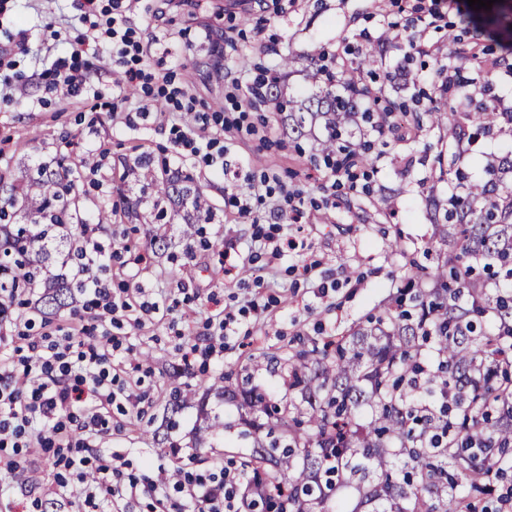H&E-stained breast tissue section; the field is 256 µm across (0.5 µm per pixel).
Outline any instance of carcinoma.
I'll return each instance as SVG.
<instances>
[{
  "label": "carcinoma",
  "instance_id": "1",
  "mask_svg": "<svg viewBox=\"0 0 512 512\" xmlns=\"http://www.w3.org/2000/svg\"><path fill=\"white\" fill-rule=\"evenodd\" d=\"M371 47L340 76L318 89L285 96L281 76L259 79L262 97L276 103L288 130L302 134L306 124L323 122L317 140L324 159L342 154L350 163L371 164L369 148L341 139L356 122L361 100L371 95L357 74L377 63ZM451 131L448 153L438 152L439 166L461 160L453 144L495 132L512 136V112H444L432 105L417 122ZM483 182L462 181L460 194L434 222L435 236L448 246L427 271L409 262L396 305L385 306L350 336L311 340L279 358L299 389L300 399L270 409L253 390L239 392L243 407L266 421L249 420L264 438L242 461L256 475L249 484L248 512L261 504L277 512H332L330 491L354 487L373 512H476L467 498L452 494L465 482L482 493L491 469L477 462L483 448H512V154L487 167ZM161 200L174 196L202 206L200 187L151 174ZM9 208L0 207V252L15 256L0 264V294L39 281L47 288L45 314L69 307L72 287L50 266L68 258L63 230L78 222L73 186L45 165L27 171L23 183L8 184ZM434 341L438 369L426 374L432 387L464 388L455 410L436 414L410 389L424 372L419 337ZM409 468L401 483L381 479L393 458Z\"/></svg>",
  "mask_w": 512,
  "mask_h": 512
}]
</instances>
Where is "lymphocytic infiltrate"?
<instances>
[{
	"label": "lymphocytic infiltrate",
	"instance_id": "1",
	"mask_svg": "<svg viewBox=\"0 0 512 512\" xmlns=\"http://www.w3.org/2000/svg\"><path fill=\"white\" fill-rule=\"evenodd\" d=\"M111 35L113 63L123 68L128 82L145 81L144 70L136 66L143 56L141 45L121 22H113ZM208 127L204 113L195 114L192 123L174 125L172 146L178 160L192 156L206 166L223 168L224 155L216 150L217 138L207 136ZM97 231V225L82 223L74 237L70 274L80 283L84 306L94 312L101 333L79 340L27 336L17 349L19 369L0 370V455H7L11 469L18 456L61 450L58 462L69 477L57 491L64 496L79 493L89 512H112L115 498L133 500L143 492L154 498L156 512H176L182 500L206 506L208 512H243L242 474L235 463L208 474L186 466L171 483L164 463L149 460L146 468L157 469L158 477L144 482L127 472L121 453L97 445L106 415L139 400L134 385L113 373L112 353L121 342L111 330L131 321L132 306L126 289L113 287L102 276L112 254L99 242ZM237 323L234 312L212 310L204 342L191 346V356L205 362L223 359L224 342Z\"/></svg>",
	"mask_w": 512,
	"mask_h": 512
}]
</instances>
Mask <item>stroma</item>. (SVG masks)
Instances as JSON below:
<instances>
[{
	"mask_svg": "<svg viewBox=\"0 0 512 512\" xmlns=\"http://www.w3.org/2000/svg\"><path fill=\"white\" fill-rule=\"evenodd\" d=\"M84 0H0V76L17 81L14 97L0 100V171L20 177L24 169L45 163L70 168L78 187L81 214L115 215L104 225V244L123 239L131 247L113 261V285L143 288V297L159 302L164 314L138 327L122 325L112 333L122 342L123 364L148 355V366L133 372L149 407L136 418L113 414L100 444L119 450L131 469L143 458L168 457L199 450L223 463L243 460L254 441L242 420L239 399L205 392V381L232 372L249 374L252 386L267 392L270 402H288L291 393L281 366L270 355L296 346L299 337L345 334L395 293L406 275L405 255L421 256L432 235L428 193L447 200L450 191L438 178L434 158L445 132L417 127L404 119L403 140L368 131L367 140L380 152L368 189L333 187L324 168L311 162L313 142L289 140L273 102L246 106L229 97V80L252 83L260 69L278 71L284 56L300 63L285 77L289 91L316 88L309 61L317 48L349 65L368 44L362 32H377L380 21L391 25L392 39L374 73L361 77L373 91L399 104L426 100L440 86V71L453 48L450 33L463 35L475 48L477 65L502 56L500 36L463 33L461 17L470 13L484 23V10L455 6L450 0H201L205 20L223 29L224 68L214 70L211 52L195 37L188 6L169 0H99L98 11L85 13ZM437 14L427 52L414 47L416 17ZM123 18L147 54L141 64L152 79L148 90L117 91L112 41L106 30ZM96 34L104 51L83 53L89 68L85 89L69 94L49 86L42 73L57 60L70 59L81 38ZM477 65L466 66L464 78ZM405 70L407 82L388 75ZM182 88L196 110L217 114L227 131L225 163L236 172L239 197L249 198L251 184L269 177L272 186L301 191L304 214L293 222L280 195L253 201L252 217H241L225 191L219 171L202 161L178 163L172 157L171 127L176 118L165 107L164 84ZM512 150V136L482 137L465 154L460 167L472 179H485L489 156ZM190 177L203 193L199 223H186V207L168 202L171 217L167 245L155 242V195L147 170ZM292 239L296 249L273 254V243ZM404 252L395 254L393 240ZM228 260H221V253ZM236 311L255 298L267 310L261 320L243 319L229 337L222 364L201 369L184 365L182 356L205 331L212 310L209 295ZM193 393L194 400L167 425L164 407L173 392ZM223 417L227 428L200 435L201 412Z\"/></svg>",
	"mask_w": 512,
	"mask_h": 512,
	"instance_id": "35a3bbf8",
	"label": "stroma"
}]
</instances>
